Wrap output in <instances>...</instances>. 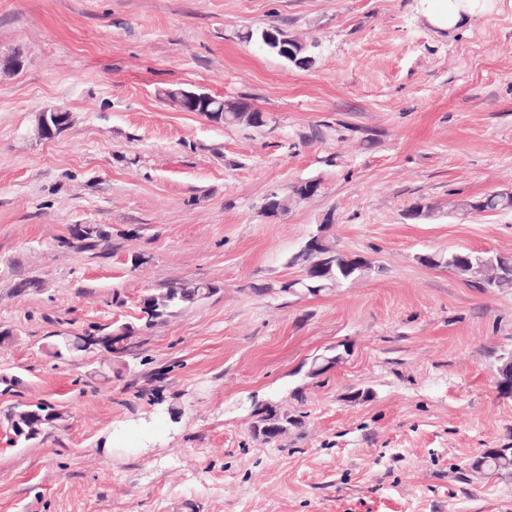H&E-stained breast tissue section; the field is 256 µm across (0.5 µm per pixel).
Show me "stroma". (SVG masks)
<instances>
[{"label": "stroma", "mask_w": 512, "mask_h": 512, "mask_svg": "<svg viewBox=\"0 0 512 512\" xmlns=\"http://www.w3.org/2000/svg\"><path fill=\"white\" fill-rule=\"evenodd\" d=\"M305 43L296 66L250 33ZM0 512H512V289L418 255H512V0L441 32L422 0H0ZM242 99L218 126L169 87ZM61 105L73 125L33 132ZM315 195L296 200L294 186ZM288 198L271 216V194ZM434 208L408 219L415 202ZM77 224L100 226L92 248ZM375 264L292 296L314 234ZM205 282L146 325L142 297ZM130 327L122 353L58 358L59 337ZM350 349L317 377L315 356ZM58 418L13 443L7 415ZM293 425L259 432L267 410ZM71 123V112L61 107L46 108L37 114L35 134L39 140H54ZM459 210L463 215L471 211H512V195L506 196L501 192L485 195L474 201H468L460 205ZM494 448L480 452L471 462V469L478 473H511L512 452L508 455L496 454Z\"/></svg>", "instance_id": "obj_1"}]
</instances>
